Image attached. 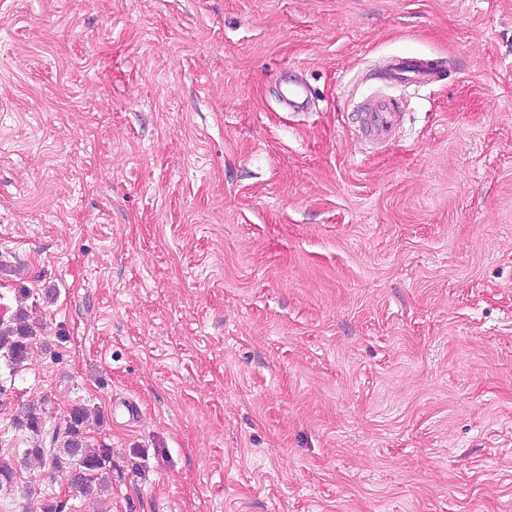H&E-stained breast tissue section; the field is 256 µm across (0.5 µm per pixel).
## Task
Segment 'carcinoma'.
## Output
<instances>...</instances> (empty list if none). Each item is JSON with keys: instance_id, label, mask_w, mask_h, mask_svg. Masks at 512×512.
Wrapping results in <instances>:
<instances>
[{"instance_id": "carcinoma-1", "label": "carcinoma", "mask_w": 512, "mask_h": 512, "mask_svg": "<svg viewBox=\"0 0 512 512\" xmlns=\"http://www.w3.org/2000/svg\"><path fill=\"white\" fill-rule=\"evenodd\" d=\"M36 338L34 327L28 323L27 314L19 309L6 322L0 320V350H6L8 361L20 366L27 359L28 345ZM89 414L84 407H75L70 412V423L66 439L57 448L46 450L39 445L21 451L24 462H43L51 458V465L70 474L71 485L84 496H93L108 488L111 483L110 449L90 450L87 446L84 427ZM18 425L33 433L42 428L39 410L29 409Z\"/></svg>"}]
</instances>
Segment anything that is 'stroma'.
I'll return each instance as SVG.
<instances>
[{"label":"stroma","mask_w":512,"mask_h":512,"mask_svg":"<svg viewBox=\"0 0 512 512\" xmlns=\"http://www.w3.org/2000/svg\"><path fill=\"white\" fill-rule=\"evenodd\" d=\"M20 308L0 512H512V0H0ZM394 76L398 81L413 83H430L435 73L425 63L420 65L413 61H399L394 68ZM368 118L373 131L378 135H385L398 116V113L390 105L383 102H377L368 112ZM89 414L84 407H75L70 412V423L66 439L58 448H45L36 445L21 451L22 462H43L46 456L51 465L70 474L71 485L84 496H93L108 488L111 480L110 449L90 450L87 446L86 432Z\"/></svg>","instance_id":"stroma-1"}]
</instances>
